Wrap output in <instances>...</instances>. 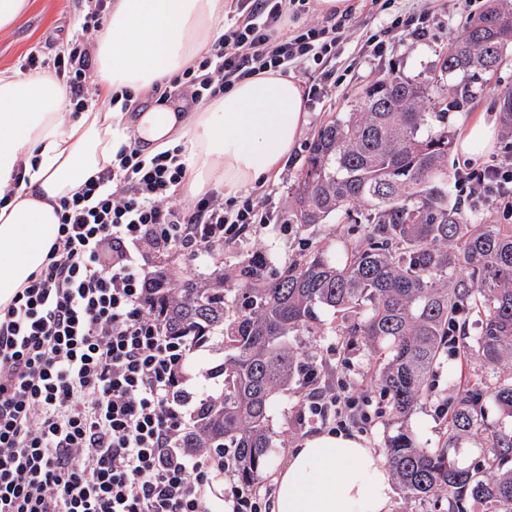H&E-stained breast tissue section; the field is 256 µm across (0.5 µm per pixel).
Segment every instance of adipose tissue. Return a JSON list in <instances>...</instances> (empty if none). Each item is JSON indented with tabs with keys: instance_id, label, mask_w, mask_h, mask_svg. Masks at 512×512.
I'll use <instances>...</instances> for the list:
<instances>
[{
	"instance_id": "obj_1",
	"label": "adipose tissue",
	"mask_w": 512,
	"mask_h": 512,
	"mask_svg": "<svg viewBox=\"0 0 512 512\" xmlns=\"http://www.w3.org/2000/svg\"><path fill=\"white\" fill-rule=\"evenodd\" d=\"M224 0H112L93 51L102 106L72 112L54 73L0 74V306L46 262L58 235L54 206L111 165L129 138L153 155L188 149L185 197L236 195L268 183L294 154L307 122L305 93L274 71L246 78L190 112L156 105L126 116L107 102L145 93L191 65L218 32ZM495 144L494 123L476 113L458 148L479 159ZM24 182H15L16 173ZM271 512H391L392 476L381 455L356 436L315 434L293 449L274 477Z\"/></svg>"
}]
</instances>
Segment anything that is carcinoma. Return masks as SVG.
Listing matches in <instances>:
<instances>
[{
	"mask_svg": "<svg viewBox=\"0 0 512 512\" xmlns=\"http://www.w3.org/2000/svg\"><path fill=\"white\" fill-rule=\"evenodd\" d=\"M512 55V7L490 0L448 39L439 70L427 81L383 75L349 112L323 124L288 197V223L301 229L337 220L351 240L323 246L277 266L249 260L230 272L187 271L175 285L159 271L153 308L174 335L201 347L218 338L224 387L205 407L192 436L196 448H224L240 482L262 478L270 449L274 397L310 366L293 336H322L318 313L346 324L342 335L378 362V387L396 425L385 442L393 480L410 500L435 512H512V224H475L452 200L448 109L473 97L466 82ZM502 135L512 138V91L500 97ZM237 284L226 299L224 283ZM476 314L469 352L484 375L450 401L448 433L429 448L407 425L429 397L430 378L452 337ZM495 379L486 385V376ZM501 413L490 422L484 402ZM485 435L486 455L459 466L455 448Z\"/></svg>",
	"mask_w": 512,
	"mask_h": 512,
	"instance_id": "cac0c4a2",
	"label": "carcinoma"
}]
</instances>
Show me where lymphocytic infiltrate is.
Segmentation results:
<instances>
[{"label":"lymphocytic infiltrate","instance_id":"obj_1","mask_svg":"<svg viewBox=\"0 0 512 512\" xmlns=\"http://www.w3.org/2000/svg\"><path fill=\"white\" fill-rule=\"evenodd\" d=\"M110 2L79 0L76 36L53 56L34 48L19 61L23 72L53 71L77 112L99 100L89 59ZM352 16H319L315 0H226L207 51L163 89L123 92L121 109L200 104L305 65L320 75L310 90L319 99ZM429 20L425 5L392 15L369 37L372 54L425 39ZM187 170L182 145L147 157L132 139L60 199L45 265L0 310V512H215L210 494L235 462L185 445L204 398L188 371L192 342L151 311L154 262L237 248L253 228L286 219L267 193L212 191L183 206Z\"/></svg>","mask_w":512,"mask_h":512}]
</instances>
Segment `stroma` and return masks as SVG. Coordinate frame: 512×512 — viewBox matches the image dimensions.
I'll list each match as a JSON object with an SVG mask.
<instances>
[{"label":"stroma","mask_w":512,"mask_h":512,"mask_svg":"<svg viewBox=\"0 0 512 512\" xmlns=\"http://www.w3.org/2000/svg\"><path fill=\"white\" fill-rule=\"evenodd\" d=\"M354 7L353 27L349 37L340 46L333 63L336 82L327 89L324 103H307L308 121L295 153L277 178L271 181L272 199L285 204L308 156L309 146L319 127L339 112L350 111L358 94L369 85L376 73H393L410 79L421 80L431 76L448 45L452 32L466 20L468 13L459 8L456 0L435 9L430 19V33L425 40H405L390 48L383 58H373L365 46L367 32L386 23L387 17L374 13L368 0H351ZM75 0H33L31 10L15 27L0 33V73L13 72L17 62L30 48L53 40L57 43L72 38L77 28ZM512 90V56L499 67L487 87L477 92L475 99L460 108L451 110L448 125L458 129L463 120L478 112L500 118L501 93ZM334 227L320 224L305 231L283 233L279 227L269 226L262 230V251L279 262L301 252L306 246L328 242ZM477 321L469 319L464 331L458 332L456 343L443 357L432 376V396L422 402L412 413L408 424L422 443L437 446L445 431L446 417L441 406L452 397L461 373L477 375L481 364L476 359H464V347L474 345L477 337ZM298 344L310 362L321 372L318 387L324 394L338 390L341 383L355 381L362 385L365 404L351 413L350 422L365 426L366 438L371 447L383 449L392 428L389 424V404L379 390L370 387L375 362L364 347L344 348L339 335L301 336ZM302 386H292L273 406L271 424L277 446L270 453L272 465L286 462L291 448L297 447L313 433L312 428L299 427L297 411L302 398Z\"/></svg>","instance_id":"1"}]
</instances>
